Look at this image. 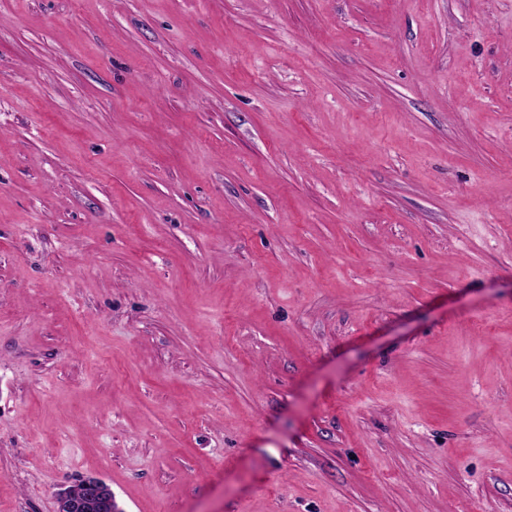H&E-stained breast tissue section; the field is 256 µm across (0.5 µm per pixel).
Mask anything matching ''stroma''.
Instances as JSON below:
<instances>
[{
    "label": "stroma",
    "instance_id": "35a3bbf8",
    "mask_svg": "<svg viewBox=\"0 0 512 512\" xmlns=\"http://www.w3.org/2000/svg\"><path fill=\"white\" fill-rule=\"evenodd\" d=\"M512 512V0H0V512ZM56 496L57 512H121L115 504L111 486L100 478L82 479Z\"/></svg>",
    "mask_w": 512,
    "mask_h": 512
}]
</instances>
